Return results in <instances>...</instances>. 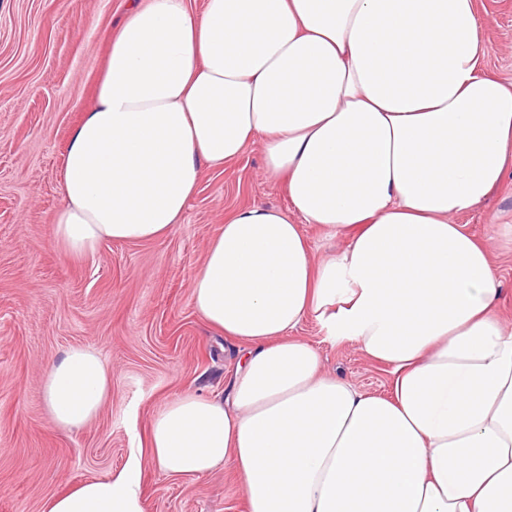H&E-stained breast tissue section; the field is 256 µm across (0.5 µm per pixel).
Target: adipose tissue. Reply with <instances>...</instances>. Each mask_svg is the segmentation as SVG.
<instances>
[{"instance_id":"1","label":"adipose tissue","mask_w":512,"mask_h":512,"mask_svg":"<svg viewBox=\"0 0 512 512\" xmlns=\"http://www.w3.org/2000/svg\"><path fill=\"white\" fill-rule=\"evenodd\" d=\"M477 0H132L61 161L54 242L169 235L203 168L260 145L289 210L243 207L192 277L240 345L224 400L179 393L149 450L43 512H144V460L232 469L247 512H512V323L489 242L455 223L512 170V83L486 69ZM345 246L315 259L302 224ZM315 318L390 375L324 371ZM108 366L69 349L43 381L60 429L92 421Z\"/></svg>"}]
</instances>
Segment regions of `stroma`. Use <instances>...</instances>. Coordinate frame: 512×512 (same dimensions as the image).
Returning a JSON list of instances; mask_svg holds the SVG:
<instances>
[{"label": "stroma", "instance_id": "stroma-1", "mask_svg": "<svg viewBox=\"0 0 512 512\" xmlns=\"http://www.w3.org/2000/svg\"><path fill=\"white\" fill-rule=\"evenodd\" d=\"M128 0H0V512H42L70 486L110 476L145 445L152 415L174 395L223 398L233 341L194 311L190 282L224 218L243 206L288 209L286 184L266 173L259 146L203 170L179 224L162 239L102 243L71 258L51 237L62 202L60 156L92 104L112 31ZM490 73L512 81V0H478ZM481 240L512 225V170L463 214ZM298 336L326 372L388 395L387 371L319 322ZM95 350L112 372L98 417L72 431L47 414L42 384L69 348ZM145 512H247L231 470L179 479L144 464Z\"/></svg>", "mask_w": 512, "mask_h": 512}]
</instances>
